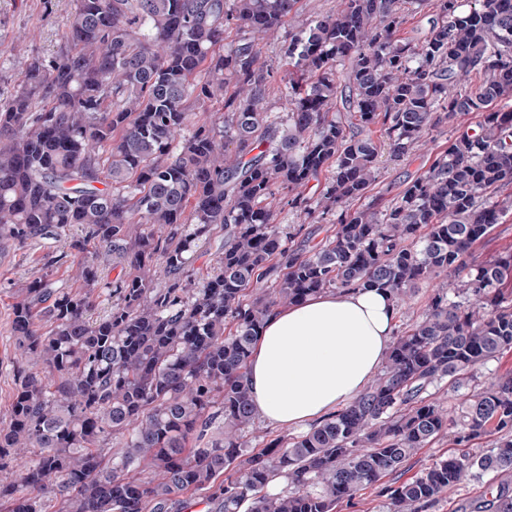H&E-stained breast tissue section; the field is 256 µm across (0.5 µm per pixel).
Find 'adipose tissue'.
Listing matches in <instances>:
<instances>
[{
    "mask_svg": "<svg viewBox=\"0 0 512 512\" xmlns=\"http://www.w3.org/2000/svg\"><path fill=\"white\" fill-rule=\"evenodd\" d=\"M396 317L394 299L380 288L323 292L276 309L248 363L257 415L287 429L349 404L383 366Z\"/></svg>",
    "mask_w": 512,
    "mask_h": 512,
    "instance_id": "ef3b65f1",
    "label": "adipose tissue"
}]
</instances>
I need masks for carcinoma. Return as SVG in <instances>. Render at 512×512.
<instances>
[{
    "label": "carcinoma",
    "instance_id": "obj_1",
    "mask_svg": "<svg viewBox=\"0 0 512 512\" xmlns=\"http://www.w3.org/2000/svg\"><path fill=\"white\" fill-rule=\"evenodd\" d=\"M73 2L63 46L0 101V248L80 229L13 304L0 470L24 465L0 482V512H185L187 493L211 512H336L368 488L387 512H429L467 475L497 483L484 509L512 512V373L461 391L512 348V254L467 262L512 209V0H438L416 45L396 39L407 0H338L306 21L300 0ZM285 22L282 129L262 41ZM229 30L250 37L226 54ZM459 112L482 113L479 130L383 207L364 203L379 154L364 129L381 126L400 159ZM325 171L314 200L309 183ZM279 190L317 223L336 218L334 235L294 246L304 225H277ZM215 224L224 244L199 285L191 266ZM57 265L71 284L54 279ZM435 273L456 287L433 295L367 389L245 451V437L265 436L246 365L274 309L370 288L400 303ZM101 290L112 303L95 318ZM442 387L455 393L446 403L430 392ZM451 429L464 448L496 438L392 478ZM280 477L288 492L265 494Z\"/></svg>",
    "mask_w": 512,
    "mask_h": 512
}]
</instances>
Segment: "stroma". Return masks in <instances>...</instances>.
<instances>
[{
    "mask_svg": "<svg viewBox=\"0 0 512 512\" xmlns=\"http://www.w3.org/2000/svg\"><path fill=\"white\" fill-rule=\"evenodd\" d=\"M70 13V0H0V98L9 96L28 64L36 58L50 59L62 43ZM482 116L477 112L457 113L449 122L433 128L424 151L399 160L392 159L379 127L369 135L379 145L378 177L371 197L390 200L407 183L424 173L450 140L463 130H477ZM45 249L34 243L12 250L0 259V427L9 421L15 390L11 368L17 350L11 335L12 307L20 288L40 275L45 264ZM440 274L418 282L407 303L399 305L396 332H404L426 309L434 293L448 284ZM496 492L490 479H465L445 494L435 512H471L475 500L487 499Z\"/></svg>",
    "mask_w": 512,
    "mask_h": 512,
    "instance_id": "1",
    "label": "stroma"
}]
</instances>
